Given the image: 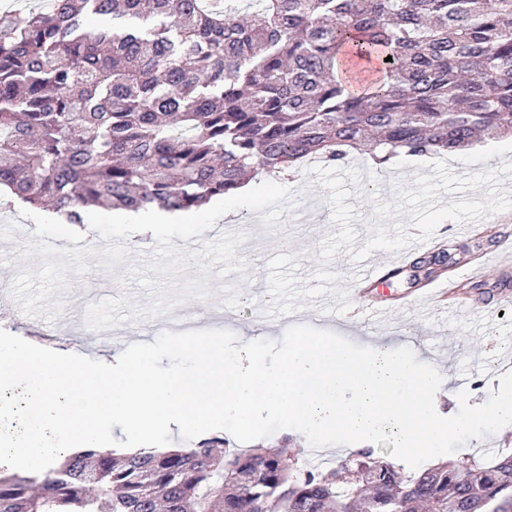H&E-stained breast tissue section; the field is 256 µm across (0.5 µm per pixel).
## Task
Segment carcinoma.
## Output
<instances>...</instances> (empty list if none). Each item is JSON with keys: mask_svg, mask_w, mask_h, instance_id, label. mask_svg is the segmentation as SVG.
<instances>
[{"mask_svg": "<svg viewBox=\"0 0 512 512\" xmlns=\"http://www.w3.org/2000/svg\"><path fill=\"white\" fill-rule=\"evenodd\" d=\"M242 2L0 10V185L81 225L88 204L195 211L309 156L384 166L512 134V0ZM218 444L83 448L40 481L0 475V512H512L503 448L407 475L373 448L313 467Z\"/></svg>", "mask_w": 512, "mask_h": 512, "instance_id": "cac0c4a2", "label": "carcinoma"}]
</instances>
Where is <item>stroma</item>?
I'll return each instance as SVG.
<instances>
[{
  "mask_svg": "<svg viewBox=\"0 0 512 512\" xmlns=\"http://www.w3.org/2000/svg\"><path fill=\"white\" fill-rule=\"evenodd\" d=\"M510 176L511 139L402 155L379 171L361 154L334 166L311 159L299 179L259 177L250 196L214 198L145 245L108 208L87 207L89 235L76 238L65 222L0 207V225L18 228L0 239L8 259L0 282L24 307L0 309V329L94 359L154 342L175 313L242 343L258 328L277 341L292 324L316 323L366 347L414 342L418 360L453 378L481 351L486 369L468 391L483 402L500 385L502 359L512 358V267L490 270L478 290L444 308L409 305L423 291L409 265L388 294L357 297L350 286L369 262L393 257L412 238L420 258L443 248L470 264L496 253L512 240V196L499 189ZM114 241L127 245L125 255L112 253ZM375 306L383 314L368 319Z\"/></svg>",
  "mask_w": 512,
  "mask_h": 512,
  "instance_id": "stroma-1",
  "label": "stroma"
}]
</instances>
